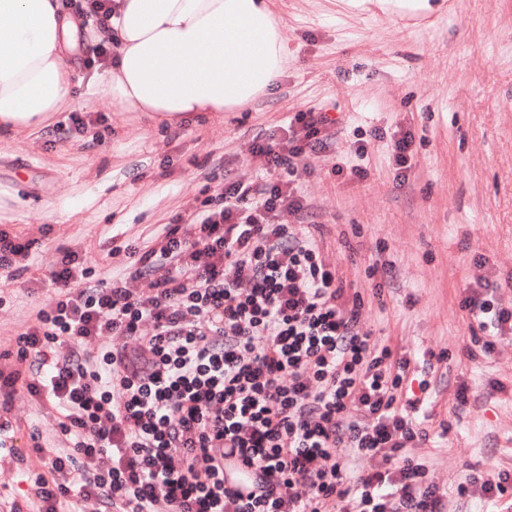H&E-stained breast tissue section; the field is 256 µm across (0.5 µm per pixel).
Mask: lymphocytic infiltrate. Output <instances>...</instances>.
I'll use <instances>...</instances> for the list:
<instances>
[{"label":"lymphocytic infiltrate","mask_w":512,"mask_h":512,"mask_svg":"<svg viewBox=\"0 0 512 512\" xmlns=\"http://www.w3.org/2000/svg\"><path fill=\"white\" fill-rule=\"evenodd\" d=\"M329 122L324 112L296 113L286 147L258 148L271 170H291L325 149ZM294 201L280 183L225 184L194 238L171 224L158 248H129L134 276L152 280L146 298L122 280L92 279L63 253L53 297L19 340L27 375L0 376L1 408L24 385L55 402L71 438V453L35 478L44 512H73L88 495L100 512H152L160 496L172 512H442L423 465L401 454L429 437L409 414L410 361L363 330L361 299L343 303L346 287L315 240L269 222ZM497 293L461 301L487 353L512 332V309ZM146 320L155 332L133 350L107 347L92 359L78 346L136 335ZM62 339L74 347L53 358ZM341 448L362 461L356 473L339 461ZM99 455L111 457L109 469L70 481L78 458ZM377 458L388 470L372 467ZM296 486L310 497L284 496Z\"/></svg>","instance_id":"1"}]
</instances>
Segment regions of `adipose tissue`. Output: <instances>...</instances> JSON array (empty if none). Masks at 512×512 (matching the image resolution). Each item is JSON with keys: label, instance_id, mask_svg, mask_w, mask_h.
I'll use <instances>...</instances> for the list:
<instances>
[{"label": "adipose tissue", "instance_id": "obj_1", "mask_svg": "<svg viewBox=\"0 0 512 512\" xmlns=\"http://www.w3.org/2000/svg\"><path fill=\"white\" fill-rule=\"evenodd\" d=\"M111 63L92 86L172 120L234 112L268 93L288 49L271 0H108ZM77 29L56 0H0V136L36 132L73 106L64 64Z\"/></svg>", "mask_w": 512, "mask_h": 512}]
</instances>
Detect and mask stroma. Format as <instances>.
<instances>
[{
	"label": "stroma",
	"instance_id": "1",
	"mask_svg": "<svg viewBox=\"0 0 512 512\" xmlns=\"http://www.w3.org/2000/svg\"><path fill=\"white\" fill-rule=\"evenodd\" d=\"M430 4L408 16L376 0H273L288 62L271 92L236 112L168 122L108 93L87 97L105 63L86 60L107 34L73 0L79 25L65 62L89 125L75 134L63 111L43 130L0 140V229L36 243L0 272V373L26 371L17 341L52 295L63 252L145 298L151 284L130 275L126 244L152 248L173 223L193 237L205 198L225 183L286 181L299 203L272 223L313 235L345 300L363 298L362 328L410 358L412 382L431 368L413 413L429 438L406 456L445 492L447 512H499L468 478L512 474V335L483 355L460 301L464 289L497 284L512 307V0ZM309 110L336 120L325 150L273 173L258 143L282 146L289 116ZM394 131L413 137L409 168L395 161ZM359 166L367 179L353 177ZM380 279L389 287L379 297ZM60 418L22 386L0 409V512H42L34 478L70 451Z\"/></svg>",
	"mask_w": 512,
	"mask_h": 512
}]
</instances>
